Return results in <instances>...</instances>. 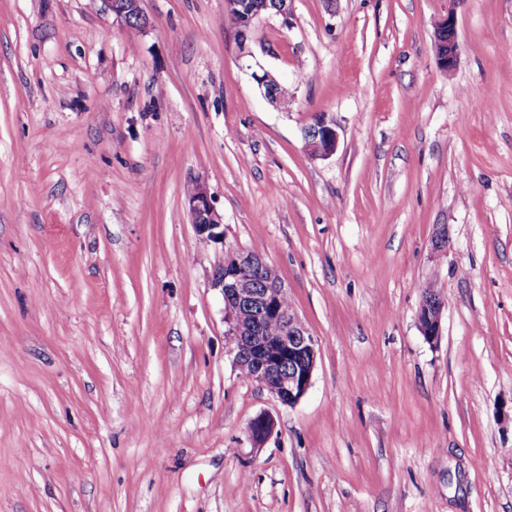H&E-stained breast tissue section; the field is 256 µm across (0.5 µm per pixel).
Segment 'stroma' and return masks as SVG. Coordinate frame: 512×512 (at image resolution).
<instances>
[{
  "mask_svg": "<svg viewBox=\"0 0 512 512\" xmlns=\"http://www.w3.org/2000/svg\"><path fill=\"white\" fill-rule=\"evenodd\" d=\"M141 7L0 0V512H512V0H288L249 42L284 111L224 0ZM231 251L318 341L294 406L229 352ZM436 53L440 67L446 71L453 69L458 61L459 44L456 36V17L448 12L435 24ZM259 70H252L251 77L264 90L266 98L278 108L288 109V96L276 78L260 65ZM320 116L315 117L313 125L310 124L311 128L307 140L309 137H312L313 143L310 145L305 143L309 155L314 159L328 158L336 151L338 145V133L333 123L326 116L318 120ZM316 120L318 121L316 122ZM187 203L191 222L200 239L206 242L219 240L224 236L223 218L207 188L195 184L187 193ZM443 306L434 305L423 301L418 312V326L424 338L434 343L441 336ZM276 426L275 419L268 413H260L248 425L250 436L256 446H261L273 433Z\"/></svg>",
  "mask_w": 512,
  "mask_h": 512,
  "instance_id": "1",
  "label": "stroma"
}]
</instances>
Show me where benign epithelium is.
<instances>
[{
  "label": "benign epithelium",
  "instance_id": "benign-epithelium-1",
  "mask_svg": "<svg viewBox=\"0 0 512 512\" xmlns=\"http://www.w3.org/2000/svg\"><path fill=\"white\" fill-rule=\"evenodd\" d=\"M259 16L249 20V25L239 30V58L253 57L249 47L251 24ZM436 53L440 67L453 69L458 61L459 44L456 36V17L448 9L445 17L435 24ZM251 77L264 90L266 98L278 108H288V96L276 78L267 70L252 69ZM309 136L313 143L307 146L314 159H326L338 145V133L327 118L323 117L311 125ZM191 223L198 236L206 242L216 241L224 236L223 218L214 200L202 184L194 185L187 193ZM251 268L259 275L266 274L271 266L259 256L231 252L224 260L222 269L213 279V287L220 289L224 298L225 316L229 323L228 335L236 341L231 349L234 362L250 380L266 388L281 403L293 406L307 393L317 363L318 343L304 322L293 311L284 309L283 300L288 290L283 282L270 275L259 287L252 275L242 270ZM251 311V320L245 322L238 311ZM443 307L422 302L418 312V326L424 338L434 343L441 336ZM277 320L282 324L279 336H266L263 327L266 322ZM275 419L268 413L254 417L248 425L250 436L256 446H261L273 433Z\"/></svg>",
  "mask_w": 512,
  "mask_h": 512
}]
</instances>
